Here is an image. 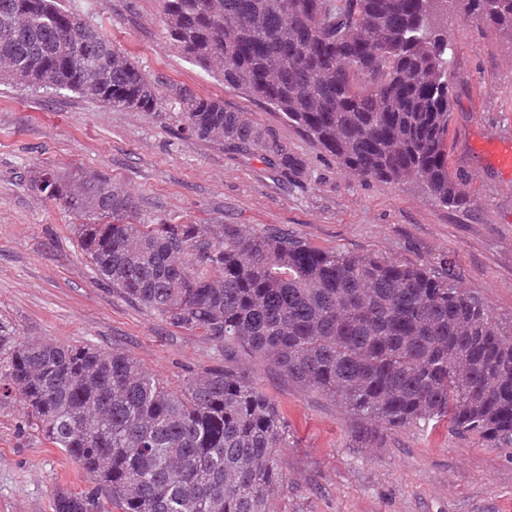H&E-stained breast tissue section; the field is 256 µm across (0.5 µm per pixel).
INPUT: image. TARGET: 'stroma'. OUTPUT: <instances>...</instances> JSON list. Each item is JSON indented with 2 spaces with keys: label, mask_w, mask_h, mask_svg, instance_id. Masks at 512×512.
I'll list each match as a JSON object with an SVG mask.
<instances>
[{
  "label": "stroma",
  "mask_w": 512,
  "mask_h": 512,
  "mask_svg": "<svg viewBox=\"0 0 512 512\" xmlns=\"http://www.w3.org/2000/svg\"><path fill=\"white\" fill-rule=\"evenodd\" d=\"M160 82L223 100L273 129L301 164L275 181L258 159L202 141L179 112L112 108L70 92L0 83V321L20 339L91 342L122 352L178 386L222 366L224 346L174 327L100 282L75 231L80 216L31 192L32 171L101 174L126 185L139 219L278 229L315 247L377 254L459 271L458 288L512 333V176L482 153L512 142V36L450 0L444 26L454 50L448 170L466 197L443 206L416 184L360 180L269 106L226 87L169 39L162 0H66ZM232 367L282 410L278 455L288 486L269 512H512V444L445 425L382 426L369 446L334 399L289 382L244 355ZM79 493V465L27 426L22 403L0 407V512H53L51 492Z\"/></svg>",
  "instance_id": "stroma-1"
}]
</instances>
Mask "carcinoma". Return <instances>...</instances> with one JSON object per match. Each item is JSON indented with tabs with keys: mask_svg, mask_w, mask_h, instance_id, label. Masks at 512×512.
Segmentation results:
<instances>
[{
	"mask_svg": "<svg viewBox=\"0 0 512 512\" xmlns=\"http://www.w3.org/2000/svg\"><path fill=\"white\" fill-rule=\"evenodd\" d=\"M512 34V0H468ZM448 0H163L169 37L224 86L281 113L365 180L413 182L464 202L448 172ZM0 80L112 108L179 112L196 138L300 173L248 113L143 72L60 0H0ZM30 191L75 225L100 280L186 330H202L338 401L368 423L431 422L512 440V336L444 274L372 254L322 251L236 224H143L130 191L98 174L37 170ZM93 483L53 491L54 512H268L288 486L281 409L226 367L178 388L119 351L19 340L0 323V407Z\"/></svg>",
	"mask_w": 512,
	"mask_h": 512,
	"instance_id": "carcinoma-1",
	"label": "carcinoma"
}]
</instances>
